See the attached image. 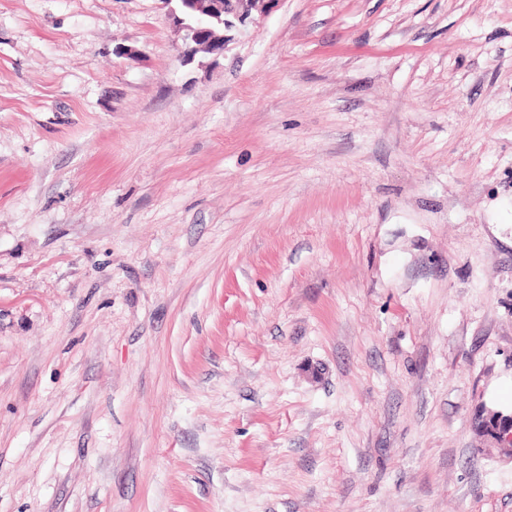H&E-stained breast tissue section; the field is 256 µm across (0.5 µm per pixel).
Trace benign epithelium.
Returning <instances> with one entry per match:
<instances>
[{"label": "benign epithelium", "instance_id": "obj_1", "mask_svg": "<svg viewBox=\"0 0 512 512\" xmlns=\"http://www.w3.org/2000/svg\"><path fill=\"white\" fill-rule=\"evenodd\" d=\"M180 14L176 27L182 33L180 57L193 60L198 54L224 52V16L239 6L253 7L260 0H177ZM475 428L505 455H512V414L495 416L484 410L474 415Z\"/></svg>", "mask_w": 512, "mask_h": 512}]
</instances>
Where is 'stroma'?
Masks as SVG:
<instances>
[{
    "label": "stroma",
    "mask_w": 512,
    "mask_h": 512,
    "mask_svg": "<svg viewBox=\"0 0 512 512\" xmlns=\"http://www.w3.org/2000/svg\"><path fill=\"white\" fill-rule=\"evenodd\" d=\"M0 0V512H512V0ZM180 16L176 27L182 33L180 57L191 61L200 54L220 55L224 52V16L239 6L256 7L260 0H175ZM475 428L502 454L512 455V414L494 416L485 409L474 415Z\"/></svg>",
    "instance_id": "obj_1"
}]
</instances>
